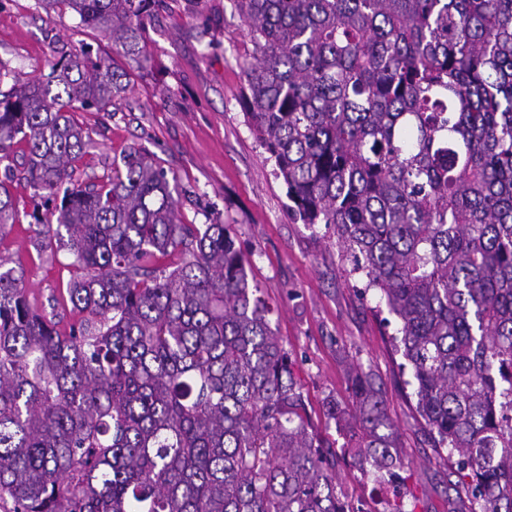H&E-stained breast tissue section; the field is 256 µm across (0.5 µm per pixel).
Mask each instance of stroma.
Instances as JSON below:
<instances>
[{
    "instance_id": "1",
    "label": "stroma",
    "mask_w": 512,
    "mask_h": 512,
    "mask_svg": "<svg viewBox=\"0 0 512 512\" xmlns=\"http://www.w3.org/2000/svg\"><path fill=\"white\" fill-rule=\"evenodd\" d=\"M111 58L128 89L111 111L77 112L92 142L72 180L111 174L133 144L153 153L177 178L178 211L195 224L232 225L251 261L249 280L267 300L271 327L287 349L314 428L336 454L338 489L362 512H468V493L448 482V463L417 408L413 371L396 345L398 321L377 290L355 273L352 252L332 229L304 224L289 209L273 160L250 131L241 90L253 54L247 28L230 0H160L143 35L144 65L112 49L68 10L37 0H0V64L27 79L75 48ZM10 191L20 221L0 235V259L23 268L31 304L79 323L66 288L75 277L66 250L35 223L36 200L25 181ZM359 367L379 390L395 431L398 476L376 481L344 451L347 438L327 420L325 403L352 402L350 370Z\"/></svg>"
}]
</instances>
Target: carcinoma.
<instances>
[{
  "label": "carcinoma",
  "mask_w": 512,
  "mask_h": 512,
  "mask_svg": "<svg viewBox=\"0 0 512 512\" xmlns=\"http://www.w3.org/2000/svg\"><path fill=\"white\" fill-rule=\"evenodd\" d=\"M139 56L155 0H38ZM253 44L248 126L290 209L326 224L399 319L417 405L469 512H512V0H232ZM0 161L78 275L68 332L0 261V501L11 512H361L326 468L288 350L231 225L187 224L141 146L64 187L79 110L125 91L82 48L22 81L0 67ZM18 220L0 180V233ZM356 463L393 465L379 391L356 376Z\"/></svg>",
  "instance_id": "obj_1"
}]
</instances>
